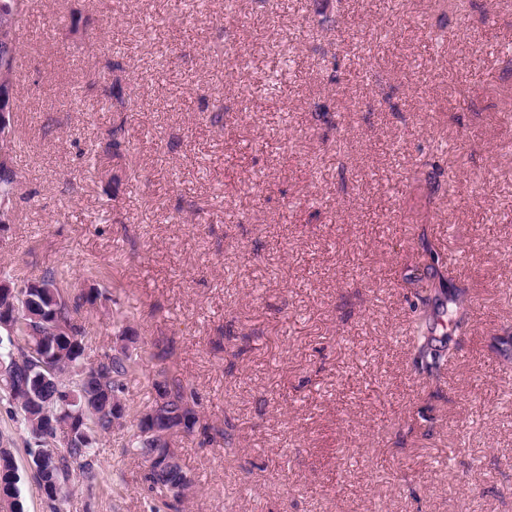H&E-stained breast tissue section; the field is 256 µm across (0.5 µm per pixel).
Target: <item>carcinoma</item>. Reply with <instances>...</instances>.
I'll return each instance as SVG.
<instances>
[{
    "label": "carcinoma",
    "mask_w": 512,
    "mask_h": 512,
    "mask_svg": "<svg viewBox=\"0 0 512 512\" xmlns=\"http://www.w3.org/2000/svg\"><path fill=\"white\" fill-rule=\"evenodd\" d=\"M29 7V0H0V84L15 86V66L21 46L19 30L22 16ZM14 131L8 129L0 139V224H10L13 221L17 201V173L12 167ZM421 248L427 257L424 268L430 272V277L438 280L431 288L423 293H416L418 300L414 307L417 318L414 321L412 367L414 371L428 379L437 380L448 370L459 349L458 337L464 335L469 325L471 296L468 289L453 285L451 262L434 251L426 241L421 242ZM60 275L53 269H48L37 278L41 288L36 291L39 298L37 308L52 315L56 319L68 320L71 313H76L82 306V301L97 299L101 293L92 290L81 293L73 300L66 302L60 299ZM85 347L82 343L71 346L65 357L56 360L61 377L55 381H36L33 364L28 357L26 347L19 344L15 347L16 359L11 362L12 380L21 378L35 385L41 401L56 412L73 419L88 427L97 437L112 429V414L92 413L88 405L109 396L123 393L126 379L134 362L133 355L127 347L112 354L106 353L99 360L100 375L85 381L78 380L83 367ZM156 390H162L168 397L165 404L157 410L158 419H167L179 424L184 420L191 424L197 423V415L188 408L186 388L169 380L166 374H160L155 380ZM0 399L13 406L11 415L28 426L26 409L13 404L11 388L0 386ZM95 442L82 437H75L66 444L58 445V453L53 459L52 470L60 486L61 493L68 491L72 475V466H77L88 479L97 478L94 452ZM135 454L149 462V481L152 485L163 486L174 482L178 475L171 474L161 467L158 458L166 453V449L135 434L133 442Z\"/></svg>",
    "instance_id": "cac0c4a2"
}]
</instances>
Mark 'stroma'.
<instances>
[{"instance_id":"1","label":"stroma","mask_w":512,"mask_h":512,"mask_svg":"<svg viewBox=\"0 0 512 512\" xmlns=\"http://www.w3.org/2000/svg\"><path fill=\"white\" fill-rule=\"evenodd\" d=\"M382 3L26 11L0 269L100 289L88 362L123 332L138 355L62 512H170L131 448L161 370L197 397L177 512H512V0ZM116 79L137 92L117 156ZM424 239L472 296L432 386L409 359ZM9 410L24 512H47Z\"/></svg>"}]
</instances>
